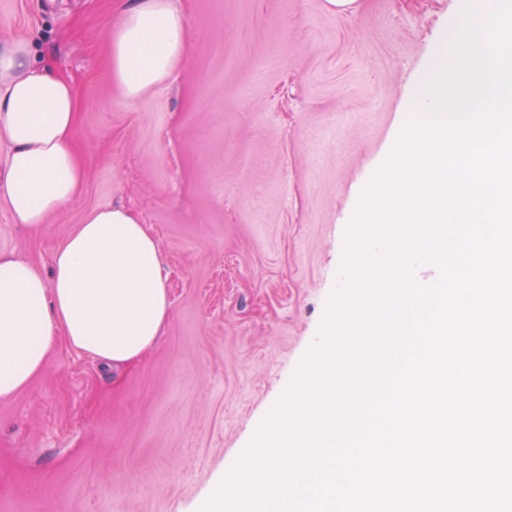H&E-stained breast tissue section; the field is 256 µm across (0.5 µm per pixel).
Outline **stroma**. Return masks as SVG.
Listing matches in <instances>:
<instances>
[{"label":"stroma","instance_id":"1","mask_svg":"<svg viewBox=\"0 0 512 512\" xmlns=\"http://www.w3.org/2000/svg\"><path fill=\"white\" fill-rule=\"evenodd\" d=\"M113 0H0V40L75 84L77 197L33 232L0 198V254L49 273L94 208L158 242L170 315L112 371L58 344L0 400V512H197L320 341L346 231L456 0H177L188 61L140 100L112 82Z\"/></svg>","mask_w":512,"mask_h":512}]
</instances>
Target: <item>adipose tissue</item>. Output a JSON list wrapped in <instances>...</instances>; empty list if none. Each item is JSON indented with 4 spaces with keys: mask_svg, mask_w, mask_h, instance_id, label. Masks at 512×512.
I'll return each mask as SVG.
<instances>
[{
    "mask_svg": "<svg viewBox=\"0 0 512 512\" xmlns=\"http://www.w3.org/2000/svg\"><path fill=\"white\" fill-rule=\"evenodd\" d=\"M114 14L110 73L135 100L184 64L186 19L174 0H115ZM80 110L76 87L39 58L32 33L0 42V140L10 147L0 195L30 229L78 193ZM169 310L158 243L121 206L93 209L75 225L50 275L0 255V399L41 374L61 341L109 366L133 365L156 343Z\"/></svg>",
    "mask_w": 512,
    "mask_h": 512,
    "instance_id": "adipose-tissue-1",
    "label": "adipose tissue"
}]
</instances>
